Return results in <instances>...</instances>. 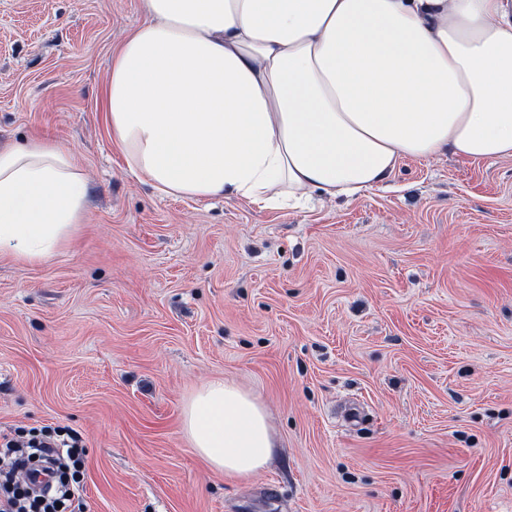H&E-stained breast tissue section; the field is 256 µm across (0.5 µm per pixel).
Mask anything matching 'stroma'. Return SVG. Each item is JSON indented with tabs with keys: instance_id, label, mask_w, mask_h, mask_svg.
<instances>
[{
	"instance_id": "obj_1",
	"label": "stroma",
	"mask_w": 512,
	"mask_h": 512,
	"mask_svg": "<svg viewBox=\"0 0 512 512\" xmlns=\"http://www.w3.org/2000/svg\"><path fill=\"white\" fill-rule=\"evenodd\" d=\"M143 20L0 0V145L50 137L88 185L52 259L0 255V436L77 433L85 512H512V157H405L296 209L159 195L103 112ZM215 380L275 430L246 480L181 431Z\"/></svg>"
}]
</instances>
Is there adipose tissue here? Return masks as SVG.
Instances as JSON below:
<instances>
[{"instance_id": "obj_1", "label": "adipose tissue", "mask_w": 512, "mask_h": 512, "mask_svg": "<svg viewBox=\"0 0 512 512\" xmlns=\"http://www.w3.org/2000/svg\"><path fill=\"white\" fill-rule=\"evenodd\" d=\"M104 111L157 192L274 205L353 197L405 157H512V0H140ZM87 211L48 138L0 147V254L46 261ZM196 454L246 479L272 461L264 407L211 382L183 409Z\"/></svg>"}]
</instances>
